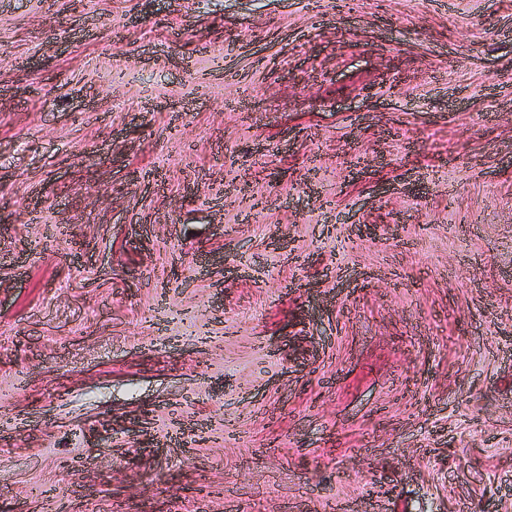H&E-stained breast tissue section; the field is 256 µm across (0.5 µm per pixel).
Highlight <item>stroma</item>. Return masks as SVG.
<instances>
[{"mask_svg": "<svg viewBox=\"0 0 512 512\" xmlns=\"http://www.w3.org/2000/svg\"><path fill=\"white\" fill-rule=\"evenodd\" d=\"M512 512V0H0V512Z\"/></svg>", "mask_w": 512, "mask_h": 512, "instance_id": "35a3bbf8", "label": "stroma"}]
</instances>
